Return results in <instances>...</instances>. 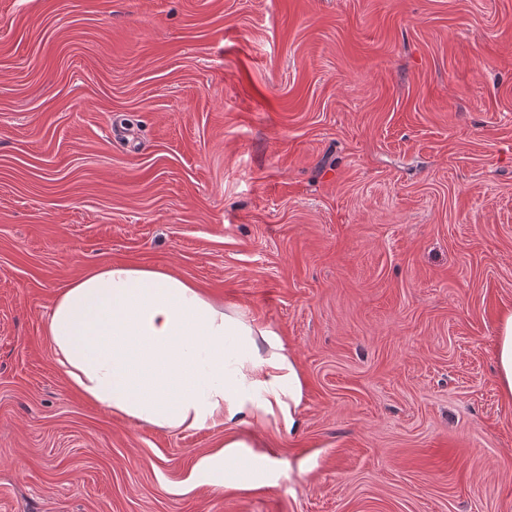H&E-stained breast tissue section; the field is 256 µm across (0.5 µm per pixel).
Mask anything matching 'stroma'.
Masks as SVG:
<instances>
[{
  "mask_svg": "<svg viewBox=\"0 0 512 512\" xmlns=\"http://www.w3.org/2000/svg\"><path fill=\"white\" fill-rule=\"evenodd\" d=\"M165 269L275 327L293 436L112 415L56 295ZM512 0H0V512H512ZM287 465L191 486L224 438ZM495 356L502 395L512 402V308L505 309L500 315Z\"/></svg>",
  "mask_w": 512,
  "mask_h": 512,
  "instance_id": "stroma-1",
  "label": "stroma"
}]
</instances>
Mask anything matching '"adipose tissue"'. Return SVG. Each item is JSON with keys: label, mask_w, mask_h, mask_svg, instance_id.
<instances>
[{"label": "adipose tissue", "mask_w": 512, "mask_h": 512, "mask_svg": "<svg viewBox=\"0 0 512 512\" xmlns=\"http://www.w3.org/2000/svg\"><path fill=\"white\" fill-rule=\"evenodd\" d=\"M47 334L71 386L112 414L178 432L258 422L291 435L300 425L304 382L279 332L172 272L117 263L82 274L58 293ZM495 356L512 402V308L499 318ZM265 474L236 438L194 468L214 487Z\"/></svg>", "instance_id": "obj_1"}]
</instances>
